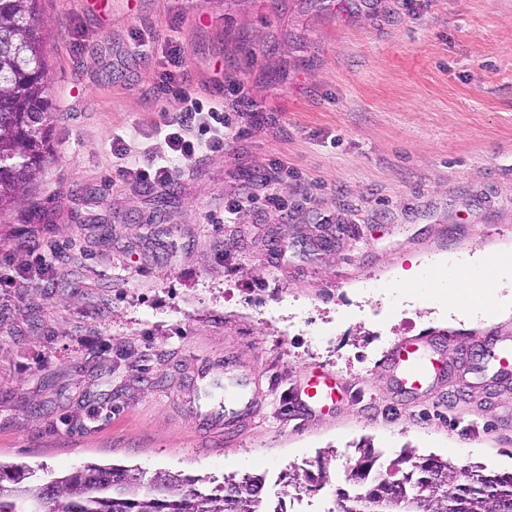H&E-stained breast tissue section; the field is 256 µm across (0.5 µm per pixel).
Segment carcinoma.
Masks as SVG:
<instances>
[{"instance_id":"1","label":"carcinoma","mask_w":512,"mask_h":512,"mask_svg":"<svg viewBox=\"0 0 512 512\" xmlns=\"http://www.w3.org/2000/svg\"><path fill=\"white\" fill-rule=\"evenodd\" d=\"M39 0H0V215L14 211L50 155L52 104ZM371 447L357 449L346 482L325 512H512V473L410 450L372 474ZM33 472L0 464V512H266L263 480L224 476L205 492L200 478L159 470L87 465L29 481Z\"/></svg>"}]
</instances>
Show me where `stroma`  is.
<instances>
[{"mask_svg": "<svg viewBox=\"0 0 512 512\" xmlns=\"http://www.w3.org/2000/svg\"><path fill=\"white\" fill-rule=\"evenodd\" d=\"M54 158L0 218V463L62 476L89 463L194 478H263L270 504L331 506L371 443L512 473V378L485 333L512 313L424 301L389 278L512 267V0H41ZM150 41L148 55L136 52ZM180 80L223 103L240 135L145 195L117 169L170 156L158 87L168 42ZM130 152L117 158L116 138ZM271 186L234 223L242 183ZM276 193L288 211L266 208ZM46 221L20 235L21 219ZM447 337L437 395L395 396L381 363L406 336ZM263 406L230 436L223 364ZM345 395L297 420L292 382L316 366ZM332 480L296 491L291 467Z\"/></svg>", "mask_w": 512, "mask_h": 512, "instance_id": "1", "label": "stroma"}]
</instances>
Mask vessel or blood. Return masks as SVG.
Wrapping results in <instances>:
<instances>
[{
  "label": "vessel or blood",
  "instance_id": "1",
  "mask_svg": "<svg viewBox=\"0 0 512 512\" xmlns=\"http://www.w3.org/2000/svg\"><path fill=\"white\" fill-rule=\"evenodd\" d=\"M446 353V340L410 337L395 345L383 367L399 395L428 393L447 378ZM288 396L295 415L309 418L328 412L342 392L335 376L323 371L290 386Z\"/></svg>",
  "mask_w": 512,
  "mask_h": 512
}]
</instances>
